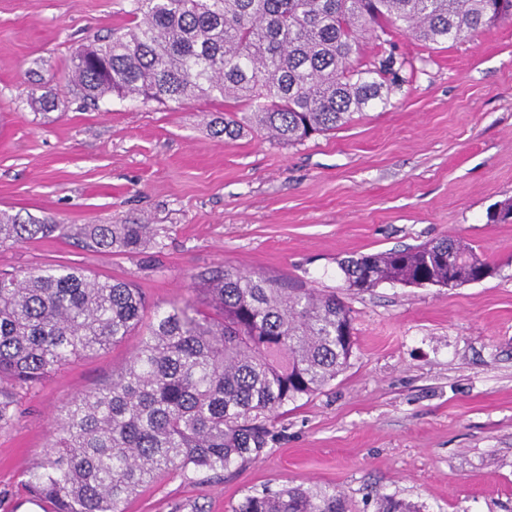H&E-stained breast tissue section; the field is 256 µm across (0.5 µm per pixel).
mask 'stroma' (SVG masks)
I'll use <instances>...</instances> for the list:
<instances>
[{
  "label": "stroma",
  "instance_id": "obj_1",
  "mask_svg": "<svg viewBox=\"0 0 512 512\" xmlns=\"http://www.w3.org/2000/svg\"><path fill=\"white\" fill-rule=\"evenodd\" d=\"M131 0H0V210L63 224H151L163 245L101 252L46 238L0 247V272L75 266L141 288L150 304L195 299L194 278L262 273L336 293L353 319L348 366L281 408L254 459L167 475L124 512H233L285 485L336 491L351 512H512V22L432 45L392 34L410 66L387 107L283 146L253 130L214 137L223 102L109 97L84 105L71 55L130 20ZM466 240L495 265L457 288H346L341 260ZM132 335L74 358L21 393L0 429V512H24L72 396L130 360Z\"/></svg>",
  "mask_w": 512,
  "mask_h": 512
}]
</instances>
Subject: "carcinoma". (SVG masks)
<instances>
[{
  "mask_svg": "<svg viewBox=\"0 0 512 512\" xmlns=\"http://www.w3.org/2000/svg\"><path fill=\"white\" fill-rule=\"evenodd\" d=\"M130 25L73 52L71 83L84 103L116 96L184 105L219 97L242 111L210 122L215 137L264 131L283 145L389 104L407 61L358 63L360 40L392 30L428 44L455 42L512 22V0H132ZM56 237L139 252L150 224H61L0 211V246ZM346 287L381 283L458 287L494 267L443 237L340 263ZM190 301L149 313L133 284L61 267L0 273V429L18 394L66 361L140 333L128 364L68 400L29 494L55 512H123L165 474L218 472L256 457L266 421L310 397L353 354L349 309L336 294L226 269ZM233 512H348L343 497L285 485L246 497Z\"/></svg>",
  "mask_w": 512,
  "mask_h": 512,
  "instance_id": "obj_1",
  "label": "carcinoma"
}]
</instances>
